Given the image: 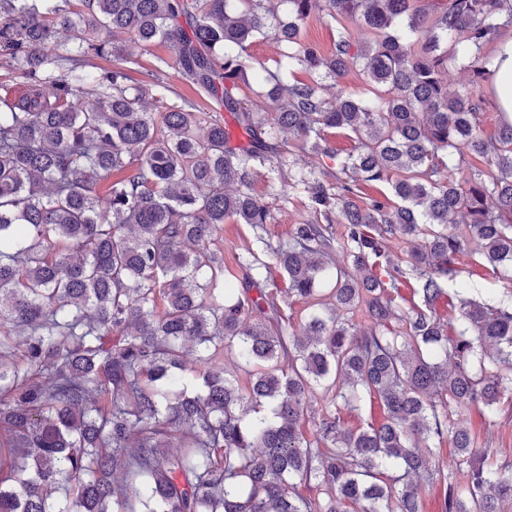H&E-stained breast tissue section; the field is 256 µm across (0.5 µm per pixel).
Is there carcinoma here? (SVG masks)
Segmentation results:
<instances>
[{"instance_id":"cac0c4a2","label":"carcinoma","mask_w":512,"mask_h":512,"mask_svg":"<svg viewBox=\"0 0 512 512\" xmlns=\"http://www.w3.org/2000/svg\"><path fill=\"white\" fill-rule=\"evenodd\" d=\"M266 2L0 0V63L23 89L0 94V512H423L442 481L445 512H512V460L491 463L467 423L512 400V291L477 300L457 267L469 250L512 282V120L486 136L476 89L512 0H278L275 69L249 76L244 54L278 18ZM317 11L336 25L329 52L299 42ZM126 36L169 43L174 76L214 107L132 81ZM89 56L112 65L88 73ZM457 65L475 87L450 95ZM353 69L364 85L332 98L296 76ZM251 78L278 111L249 106ZM336 129L355 139L345 156ZM263 169L308 201L275 247L251 193ZM373 182L390 194L362 197ZM227 219L269 257L238 260L243 288L212 249ZM274 267L280 303L261 288ZM410 278L421 303L405 309ZM455 278L448 319L436 304ZM296 301L298 332L279 326ZM375 400L384 423L345 426L341 409Z\"/></svg>"}]
</instances>
